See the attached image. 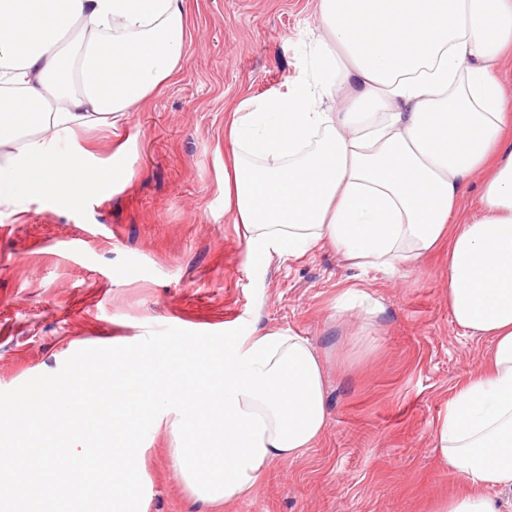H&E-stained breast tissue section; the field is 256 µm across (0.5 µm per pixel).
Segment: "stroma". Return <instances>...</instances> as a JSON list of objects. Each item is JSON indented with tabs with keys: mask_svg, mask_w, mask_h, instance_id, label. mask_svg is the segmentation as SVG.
Wrapping results in <instances>:
<instances>
[{
	"mask_svg": "<svg viewBox=\"0 0 512 512\" xmlns=\"http://www.w3.org/2000/svg\"><path fill=\"white\" fill-rule=\"evenodd\" d=\"M318 4L185 0L181 72L119 129L131 181L103 199L0 205V391L167 327L279 326L325 360L328 422L314 448L213 509L184 488L169 437L147 435V512H430L463 489L434 433L489 342L452 319L447 244L405 274L360 270L329 247L260 263L224 210V118L310 72ZM350 289L382 312L335 311Z\"/></svg>",
	"mask_w": 512,
	"mask_h": 512,
	"instance_id": "35a3bbf8",
	"label": "stroma"
}]
</instances>
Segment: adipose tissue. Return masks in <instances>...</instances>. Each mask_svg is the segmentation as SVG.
I'll return each mask as SVG.
<instances>
[{
	"instance_id": "ef3b65f1",
	"label": "adipose tissue",
	"mask_w": 512,
	"mask_h": 512,
	"mask_svg": "<svg viewBox=\"0 0 512 512\" xmlns=\"http://www.w3.org/2000/svg\"><path fill=\"white\" fill-rule=\"evenodd\" d=\"M311 76L224 123V209L254 252L330 246L356 267L398 272L449 239L448 308L486 337L484 369L450 398L434 435L465 485L431 512H499L512 493V0H320ZM79 27L75 59L58 50ZM185 0H0V204L77 202L126 183L130 145L109 159L79 131L115 127L174 79ZM470 208L459 205L474 177ZM268 449L231 499L252 496Z\"/></svg>"
}]
</instances>
